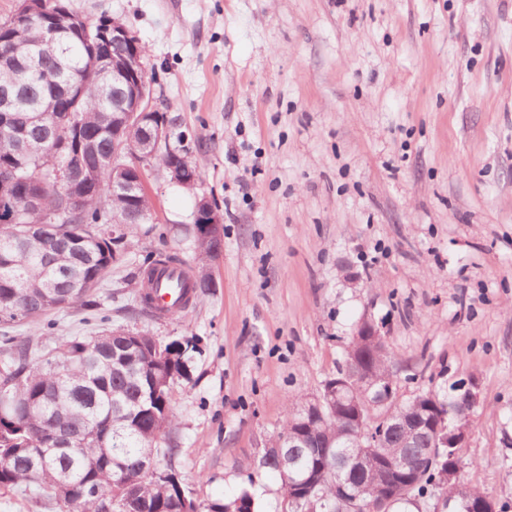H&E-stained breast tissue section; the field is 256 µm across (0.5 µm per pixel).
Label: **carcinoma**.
Masks as SVG:
<instances>
[{
	"label": "carcinoma",
	"instance_id": "cac0c4a2",
	"mask_svg": "<svg viewBox=\"0 0 512 512\" xmlns=\"http://www.w3.org/2000/svg\"><path fill=\"white\" fill-rule=\"evenodd\" d=\"M40 27L22 28L19 35L0 25V57L5 55L25 62L29 69L20 74L0 66V88L9 90L17 101L16 122L27 127L29 137H41V131L28 125L30 115L48 103L53 112H73L85 130L96 135L97 158L89 163L87 178L76 194L84 197L78 213L67 224H52L48 233L73 238L75 244L57 261L44 255L37 238L13 235L0 224V488L33 485L38 494L55 500L59 512H108L112 501L128 502V512H237V504H247L255 512L251 495L244 491L228 501L204 503L190 493L174 495L148 475L141 450L154 443L171 427L175 419L171 388L174 380L186 375V355L179 351L162 370L168 384L155 389L156 373L145 368L144 358H132L123 326L102 330L98 346L84 349L85 341L69 339L48 353L36 354L33 341L11 331L23 320H33L46 312L81 306L88 312L100 309L95 291L106 272L125 249L123 233L112 238V215H126L130 224H138V215L149 209L142 195L128 191L112 178L107 158L112 153V110L125 97V87L102 74L94 59L104 51L76 32L61 33L53 52H39ZM76 161L70 149L58 155L37 151L19 170L21 174L42 178L43 210H60L64 200L48 173L57 161ZM175 254L147 257L140 267L147 287H155L154 274L159 267L181 265ZM183 287L199 299L211 288L208 275L188 277ZM141 310L159 315L150 292L139 294ZM163 314L179 316L183 310L170 307ZM394 353L384 349L378 357L359 361L356 371L365 373L372 394L391 374ZM454 395L430 390L408 401L392 397L389 406L395 413L414 418L435 410L448 413V421L460 428L472 423L462 392L451 386ZM351 429L348 417L341 414L326 426L303 437L302 447L292 449L301 467L317 486L319 495L337 500L336 486L346 484L355 491L376 488L396 499L391 512H406L413 506L418 512L433 497L434 486L447 485L448 479L430 466L434 448L432 434L407 439L399 429L388 434L382 447L367 449L365 468L344 463L346 434ZM86 434L89 439L76 449L50 448L44 445L50 434ZM401 456L409 458L407 473L387 475L386 484H374L384 464ZM66 478L72 485L70 495L59 497L56 479ZM452 494L458 503L477 504L487 493L473 485L462 473L453 480Z\"/></svg>",
	"mask_w": 512,
	"mask_h": 512
}]
</instances>
